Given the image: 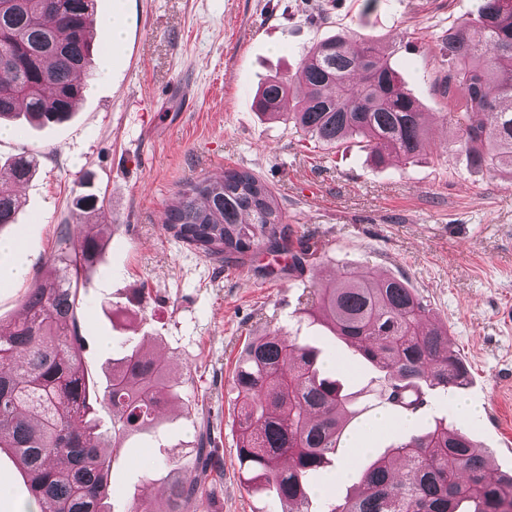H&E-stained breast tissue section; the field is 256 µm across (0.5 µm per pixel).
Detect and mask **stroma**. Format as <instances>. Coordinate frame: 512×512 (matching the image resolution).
Returning a JSON list of instances; mask_svg holds the SVG:
<instances>
[{"mask_svg":"<svg viewBox=\"0 0 512 512\" xmlns=\"http://www.w3.org/2000/svg\"><path fill=\"white\" fill-rule=\"evenodd\" d=\"M476 0H96V16L120 11L119 44L94 52L83 100L66 122L16 124L0 138V162L33 154L35 175L10 233L25 242V275L0 285V324L23 313L29 288L53 275L57 237L72 223L74 194L104 197L98 223L115 225L79 311L86 362L105 378L113 360L145 343L187 381L156 426L129 436L112 462L106 512L159 503L167 461L194 444L201 419L184 401L205 400L224 478L223 512H276L271 486L245 483L237 460L232 375L248 337L289 333L314 346L352 396L336 450L352 467L444 420L489 449L512 473V177L473 168L458 151L442 41L476 16ZM359 32L385 51L426 114L438 151L375 167L357 140L331 148L292 123L258 112L266 81L294 73L308 51ZM246 168L278 197L293 238L315 248V271L281 274L288 255L255 250L242 263L206 257L166 229L164 214L190 179ZM399 276L426 302L469 371L447 393L425 387L411 423L379 396L382 379L298 301L341 270ZM145 288L143 305L132 297ZM480 408L462 418L457 406ZM392 425L356 454L353 431L378 414ZM27 484L0 454V512H22Z\"/></svg>","mask_w":512,"mask_h":512,"instance_id":"1","label":"stroma"}]
</instances>
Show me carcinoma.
I'll return each mask as SVG.
<instances>
[{
    "label": "carcinoma",
    "mask_w": 512,
    "mask_h": 512,
    "mask_svg": "<svg viewBox=\"0 0 512 512\" xmlns=\"http://www.w3.org/2000/svg\"><path fill=\"white\" fill-rule=\"evenodd\" d=\"M94 0H0V123L20 115L41 126L72 115L82 96L75 81L94 48ZM450 119L458 150L478 169L512 174V5L478 0L475 24L448 30ZM294 84L303 88L288 120L323 145L358 137L369 159L411 163L432 151L424 113L398 72L358 32L317 44L297 70L266 83L258 111L281 115ZM36 160L0 163V235L15 223L14 187L28 181ZM104 200L82 193L73 216L77 239L61 235L52 256L64 274L30 289L25 316L0 329V449L18 458L28 485L26 512H104L111 459L103 451L97 407L112 412V451L130 432L152 426L175 398L173 367L137 346L112 363L106 386L84 367L77 310L80 286L99 261L114 227L93 219ZM283 212L271 188L246 170L188 180L164 224L206 257H247L280 247ZM313 315L384 375L392 402H420L421 386L455 391L468 370L448 345V330L428 305L395 276L343 273L310 291ZM237 452L246 481L275 488L281 512H307L310 484L332 465L348 395L326 373L315 348L295 336H255L244 346L233 378ZM488 460L465 432L437 424L390 446L366 466L352 494L325 512H512V474L486 476ZM223 470L210 429L173 461L163 507L134 502L133 512H218L204 480Z\"/></svg>",
    "instance_id": "obj_1"
}]
</instances>
